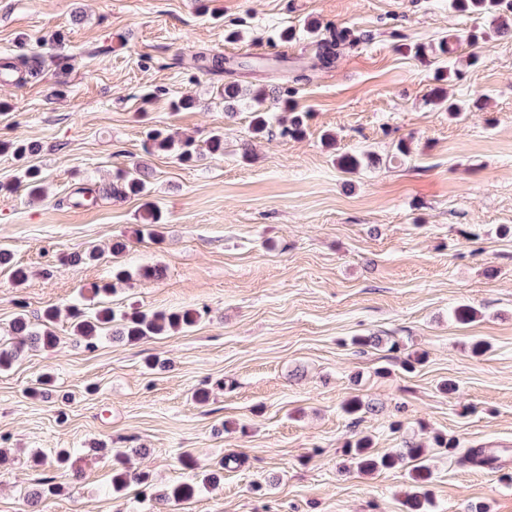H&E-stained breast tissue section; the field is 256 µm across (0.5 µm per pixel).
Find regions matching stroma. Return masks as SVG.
Instances as JSON below:
<instances>
[{
    "mask_svg": "<svg viewBox=\"0 0 512 512\" xmlns=\"http://www.w3.org/2000/svg\"><path fill=\"white\" fill-rule=\"evenodd\" d=\"M311 21L365 38L312 70L307 40L281 39ZM493 27L448 0H0V60L47 52L54 37L69 58L65 73L49 63L28 83H0V142L39 146L0 153V249L29 272L18 284L0 267V341L21 313L93 311L116 237L132 277L107 297L115 313L200 314L185 332L129 344L107 331L92 349L63 317L56 348L0 372V512H405L414 461L359 473L344 454L358 434L379 454L427 445L424 512H512V37ZM472 31L485 38L459 46L462 76L445 87L485 107L452 119L432 103L436 63L411 48ZM195 52L236 68L224 78L176 64ZM228 80L293 90L305 134L251 139L249 106L224 110ZM187 96L195 107L173 109ZM153 130L191 139L201 160L147 152ZM219 130L224 151L208 154ZM342 154L373 161L351 173ZM138 163L152 172L147 199L75 205L77 188ZM30 165L36 198L16 185ZM148 202L155 237L141 231ZM93 245L98 260L67 263ZM154 266L161 279L140 276ZM461 305L478 318L457 321ZM357 336L380 343L360 348ZM478 341L488 349L477 355ZM152 357L167 368H147ZM45 374L49 394L32 395ZM446 379L457 392L439 391ZM199 389L208 402L193 401ZM352 400L360 412H345ZM437 432L455 453L433 446ZM480 447L495 465L465 462ZM58 448L74 451L68 471L33 464ZM117 448L139 449L132 465L150 486L113 494ZM217 469L221 483L200 486L198 472ZM44 480L62 493L29 507ZM181 484L190 498L157 500Z\"/></svg>",
    "mask_w": 512,
    "mask_h": 512,
    "instance_id": "1",
    "label": "stroma"
}]
</instances>
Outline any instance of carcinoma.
Returning a JSON list of instances; mask_svg holds the SVG:
<instances>
[{
	"mask_svg": "<svg viewBox=\"0 0 512 512\" xmlns=\"http://www.w3.org/2000/svg\"><path fill=\"white\" fill-rule=\"evenodd\" d=\"M450 6L459 12H468L476 15H493L500 22V33L512 32V0H450ZM308 37L313 39V57L311 68H325L334 63L338 51L343 46H353L360 41V36L349 27H338L330 32L329 37L321 38L318 27L309 24L305 29ZM190 63L200 72L219 75L224 72L226 58L220 55L198 54L191 57ZM39 57L25 54L17 56L14 61L0 63V71L11 75L23 73L31 78L39 75ZM250 96V100L256 104L252 111L251 130L255 135L272 134L270 108H279L284 112L292 113L288 122L278 123L277 135L282 139H296L304 133V119L306 113L296 110L293 101L288 98L272 97L270 106H265L267 94L263 89H256L250 93L243 91L236 82L224 84V110L235 111L237 104L244 100V96ZM152 147L157 151L177 152L182 161H190L197 155L196 148L189 140L175 138L172 134H163L155 131L149 135ZM148 185V173L139 166L130 168L116 178L112 185L101 188L94 184L81 187L77 190L75 204L83 205L95 202L103 195H112L116 198L140 196L146 191ZM130 272L120 264L112 269L113 283H106L95 289V295H108L119 283L128 281ZM68 315L73 319L72 329L75 336L83 339L86 347H94L101 331L111 323H117L116 336L122 340L136 343L150 336L166 335L170 332H179L193 326L198 318V313L192 310H181L170 313L154 312L146 313L137 309L115 314L107 302L101 300L94 312L84 314L75 307L67 308ZM60 315V310L50 308L44 313L42 323L36 326L30 322L27 316L21 314L12 322V333L20 337V342L12 349H0V369H8L21 355L23 348L29 346L36 348H52L58 342V337L53 329L54 323ZM372 440L362 436L347 444V453L354 461L356 468L362 472H374L393 467L396 461L403 457L417 460L424 453L419 446L403 449L397 455H374L371 453ZM147 476L136 473L124 466L113 471L112 490L120 493L130 483H145Z\"/></svg>",
	"mask_w": 512,
	"mask_h": 512,
	"instance_id": "carcinoma-1",
	"label": "carcinoma"
}]
</instances>
